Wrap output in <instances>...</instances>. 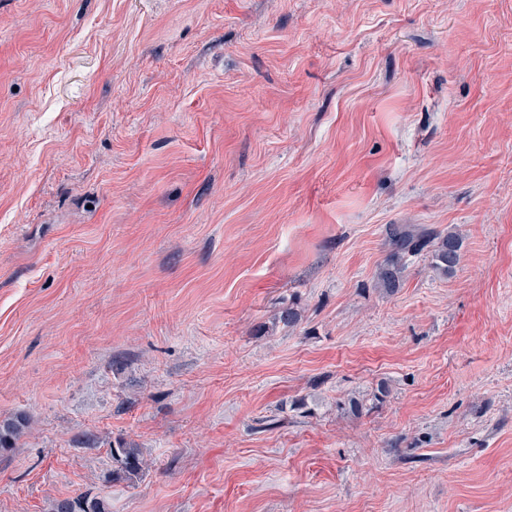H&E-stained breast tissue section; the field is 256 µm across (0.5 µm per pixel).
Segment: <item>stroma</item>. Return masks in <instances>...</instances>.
Instances as JSON below:
<instances>
[{
    "label": "stroma",
    "mask_w": 512,
    "mask_h": 512,
    "mask_svg": "<svg viewBox=\"0 0 512 512\" xmlns=\"http://www.w3.org/2000/svg\"><path fill=\"white\" fill-rule=\"evenodd\" d=\"M14 414L0 512H512V0H0ZM389 254L378 273L383 288L396 292L401 288L407 258L426 251L431 258V268L442 274L453 272L461 261L462 239L459 234L416 229L393 224L389 228ZM112 459L118 464L117 474L128 480L138 477L146 466L140 448L124 441L112 448ZM53 512H105V507L103 502L96 498L81 497L58 501Z\"/></svg>",
    "instance_id": "35a3bbf8"
}]
</instances>
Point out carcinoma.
Wrapping results in <instances>:
<instances>
[{
	"label": "carcinoma",
	"instance_id": "obj_1",
	"mask_svg": "<svg viewBox=\"0 0 512 512\" xmlns=\"http://www.w3.org/2000/svg\"><path fill=\"white\" fill-rule=\"evenodd\" d=\"M388 239L390 250L378 279L383 288L390 292L401 288L410 256L427 252L431 258V268L442 275L453 272L461 261L462 239L455 232L442 234L395 224L389 229ZM24 423L20 415L0 420V448L8 446L15 439ZM112 459L118 464L119 475L128 480L138 477L146 466L141 450L124 441L117 442L112 448ZM53 512H105V507L96 498L81 497L55 503Z\"/></svg>",
	"mask_w": 512,
	"mask_h": 512
}]
</instances>
